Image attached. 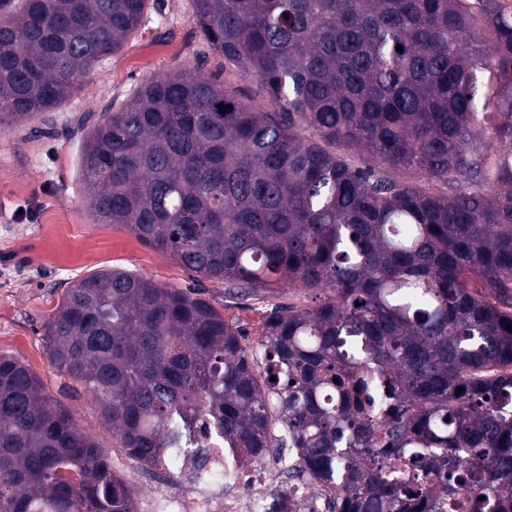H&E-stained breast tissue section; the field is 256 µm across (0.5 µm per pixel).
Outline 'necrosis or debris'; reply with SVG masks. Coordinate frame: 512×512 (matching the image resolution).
<instances>
[{"label":"necrosis or debris","mask_w":512,"mask_h":512,"mask_svg":"<svg viewBox=\"0 0 512 512\" xmlns=\"http://www.w3.org/2000/svg\"><path fill=\"white\" fill-rule=\"evenodd\" d=\"M197 455L168 458L164 471L175 490L149 495L145 512H269L273 489L297 463L296 456L242 463L205 423H198Z\"/></svg>","instance_id":"4bbe7bcc"}]
</instances>
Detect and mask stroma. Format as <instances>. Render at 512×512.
<instances>
[{
    "instance_id": "1",
    "label": "stroma",
    "mask_w": 512,
    "mask_h": 512,
    "mask_svg": "<svg viewBox=\"0 0 512 512\" xmlns=\"http://www.w3.org/2000/svg\"><path fill=\"white\" fill-rule=\"evenodd\" d=\"M220 73L248 96L256 83L225 68L202 42L190 0L157 3L124 48L82 78L49 127L41 121L0 128V353L13 355L38 377L46 393L69 408L79 427L96 437L137 496L151 488L138 462L119 448L88 392L49 362L42 325L77 279L102 269L142 275L167 287L192 285L194 275L170 254L140 242L124 225L95 223L81 192L84 136L105 111L118 109L137 86L180 66ZM225 319L259 351L267 300L226 299L224 285L205 284Z\"/></svg>"
}]
</instances>
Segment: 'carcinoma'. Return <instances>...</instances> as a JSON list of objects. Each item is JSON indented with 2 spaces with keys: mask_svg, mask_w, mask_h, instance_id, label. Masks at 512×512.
I'll list each match as a JSON object with an SVG mask.
<instances>
[{
  "mask_svg": "<svg viewBox=\"0 0 512 512\" xmlns=\"http://www.w3.org/2000/svg\"><path fill=\"white\" fill-rule=\"evenodd\" d=\"M191 8L264 106L191 67L145 80L85 139L93 219L239 293L325 296L272 307L259 377L204 289L100 270L42 324L50 364L144 468L190 452L207 416L254 461L299 449L331 512H512V13L499 0ZM149 9L0 0V123L61 107ZM0 512H137L104 449L6 354Z\"/></svg>",
  "mask_w": 512,
  "mask_h": 512,
  "instance_id": "cac0c4a2",
  "label": "carcinoma"
}]
</instances>
